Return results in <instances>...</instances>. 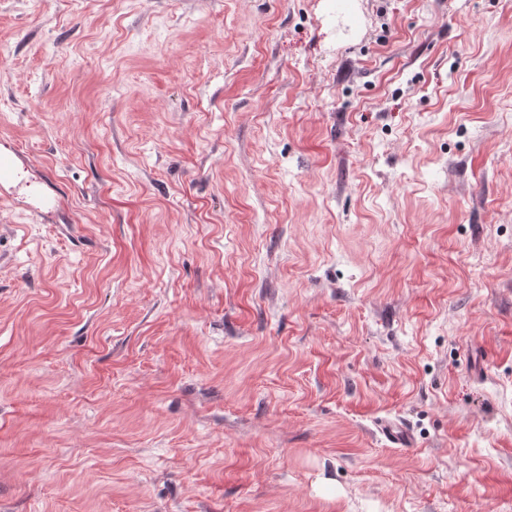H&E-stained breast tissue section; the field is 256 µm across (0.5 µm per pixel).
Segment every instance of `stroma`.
Here are the masks:
<instances>
[{
    "instance_id": "stroma-1",
    "label": "stroma",
    "mask_w": 512,
    "mask_h": 512,
    "mask_svg": "<svg viewBox=\"0 0 512 512\" xmlns=\"http://www.w3.org/2000/svg\"><path fill=\"white\" fill-rule=\"evenodd\" d=\"M0 153V512H512V0H0ZM380 429L384 438L396 448L413 446L414 435L403 424L385 420L381 422Z\"/></svg>"
}]
</instances>
